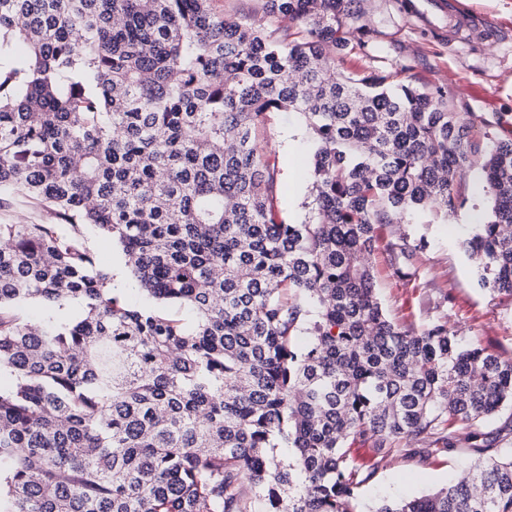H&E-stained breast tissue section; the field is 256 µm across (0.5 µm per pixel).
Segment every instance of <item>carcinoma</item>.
I'll list each match as a JSON object with an SVG mask.
<instances>
[{
	"label": "carcinoma",
	"mask_w": 512,
	"mask_h": 512,
	"mask_svg": "<svg viewBox=\"0 0 512 512\" xmlns=\"http://www.w3.org/2000/svg\"><path fill=\"white\" fill-rule=\"evenodd\" d=\"M261 2L295 35L211 0H0V194L56 219L0 224V512H360L355 445L464 426L471 484L371 512H512V451L470 430L512 407V357L391 321L367 260L380 225L456 214L477 164L491 218L462 247L512 297V137L349 70L353 0ZM279 112L316 145L299 224L258 140ZM89 242L92 249L97 254L98 258L102 263L109 267H115L120 264L124 267V256L121 248L114 242L104 240L97 236L93 231L88 229L87 231ZM125 269V277L118 278L123 288H126V297L132 305L140 306L146 303L145 297L137 289L130 274L128 275L127 269Z\"/></svg>",
	"instance_id": "obj_1"
}]
</instances>
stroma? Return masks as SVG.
<instances>
[{
    "instance_id": "obj_1",
    "label": "stroma",
    "mask_w": 512,
    "mask_h": 512,
    "mask_svg": "<svg viewBox=\"0 0 512 512\" xmlns=\"http://www.w3.org/2000/svg\"><path fill=\"white\" fill-rule=\"evenodd\" d=\"M466 2L473 13L489 16L495 23L488 38L449 28L447 14L434 10L427 0H354L357 19L348 38L353 43L367 38L370 46L368 52L354 55V67L397 81L412 78L427 90L442 91L459 112L512 116V0ZM268 141L284 163L283 207L293 222H301L312 188L308 159L314 142L291 112L275 115ZM461 186L466 202L449 219L416 212L402 224L380 228L368 256L376 293L394 322L420 330L442 315L463 340L476 336L489 351L512 356V298L480 286L477 265L461 246L472 224L491 214L480 169L467 170ZM19 221L50 224L54 217L37 201L16 193L0 201V223ZM403 233L416 245L406 263L387 248ZM356 455L370 474L361 488L360 500L366 508L447 487L472 464L462 446L438 455H400L376 468L366 449Z\"/></svg>"
}]
</instances>
